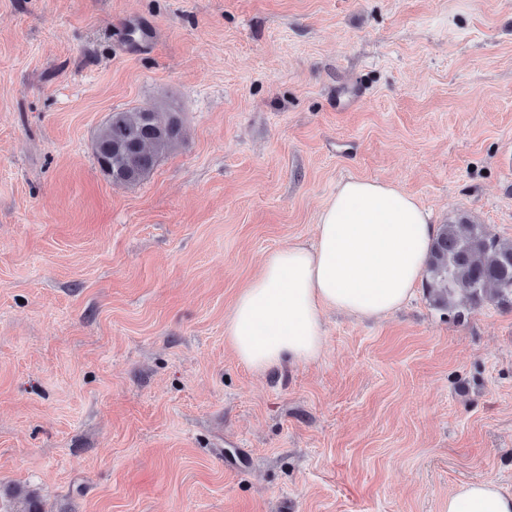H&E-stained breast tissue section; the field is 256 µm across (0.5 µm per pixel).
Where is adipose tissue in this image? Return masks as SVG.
<instances>
[{
  "label": "adipose tissue",
  "mask_w": 512,
  "mask_h": 512,
  "mask_svg": "<svg viewBox=\"0 0 512 512\" xmlns=\"http://www.w3.org/2000/svg\"><path fill=\"white\" fill-rule=\"evenodd\" d=\"M437 233L431 214L388 183L344 181L318 217L313 244L270 252L238 294L224 334L254 371L309 364L334 310L380 319L413 296ZM447 512H512V491L488 479L459 484Z\"/></svg>",
  "instance_id": "ef3b65f1"
}]
</instances>
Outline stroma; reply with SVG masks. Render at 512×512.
I'll return each instance as SVG.
<instances>
[{"mask_svg": "<svg viewBox=\"0 0 512 512\" xmlns=\"http://www.w3.org/2000/svg\"><path fill=\"white\" fill-rule=\"evenodd\" d=\"M359 101L340 110L339 99ZM184 135L112 183L94 139ZM349 179L512 240V0H0V512H446L512 491V306L325 316L258 373L224 319ZM182 133V121L171 109L149 106L114 111L112 123L106 121L96 135V160L112 182L137 184L151 174L158 159L181 140ZM118 141L134 147L133 159L117 149ZM446 512H512V491L491 479L461 483L448 495Z\"/></svg>", "mask_w": 512, "mask_h": 512, "instance_id": "stroma-1", "label": "stroma"}]
</instances>
